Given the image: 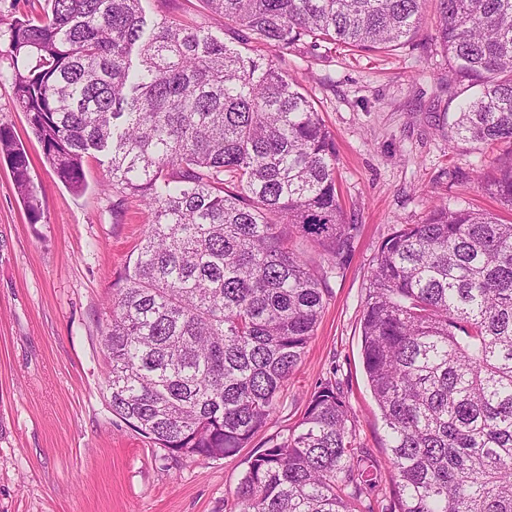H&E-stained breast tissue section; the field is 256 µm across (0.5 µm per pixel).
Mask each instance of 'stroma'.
Segmentation results:
<instances>
[{
	"instance_id": "1",
	"label": "stroma",
	"mask_w": 512,
	"mask_h": 512,
	"mask_svg": "<svg viewBox=\"0 0 512 512\" xmlns=\"http://www.w3.org/2000/svg\"><path fill=\"white\" fill-rule=\"evenodd\" d=\"M44 0H0V71L9 72L12 25ZM438 0H427L419 35L391 51L324 43L289 50L332 131L337 178L354 247L329 278L322 319L284 388L271 422L235 455L171 459L108 406L100 327L108 299L144 231L135 199L114 205L105 172L86 159L87 188L66 189L0 81V123L30 158L44 211L30 223L7 159L0 157V512H239L251 455L296 423L319 384L336 378L360 441L386 459L383 424L361 358V316L373 260L399 224H417L439 200L512 218L484 179L501 148L448 146V122L465 97L449 84L436 41Z\"/></svg>"
}]
</instances>
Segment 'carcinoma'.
<instances>
[{"label": "carcinoma", "instance_id": "obj_1", "mask_svg": "<svg viewBox=\"0 0 512 512\" xmlns=\"http://www.w3.org/2000/svg\"><path fill=\"white\" fill-rule=\"evenodd\" d=\"M215 32L143 0H47L17 21L6 76L56 177L138 198L147 227L101 328L108 404L174 457L222 459L270 423L324 310L357 225L347 222L334 136L282 69L288 50H393L425 0H203ZM451 79L478 88L448 146L505 145L485 191L512 207V0H439ZM138 64H133L132 56ZM0 153L37 224L27 152ZM327 265H314L297 240ZM381 412L380 464L331 380L252 456L241 512H512V222L432 206L378 248L361 318Z\"/></svg>", "mask_w": 512, "mask_h": 512}]
</instances>
